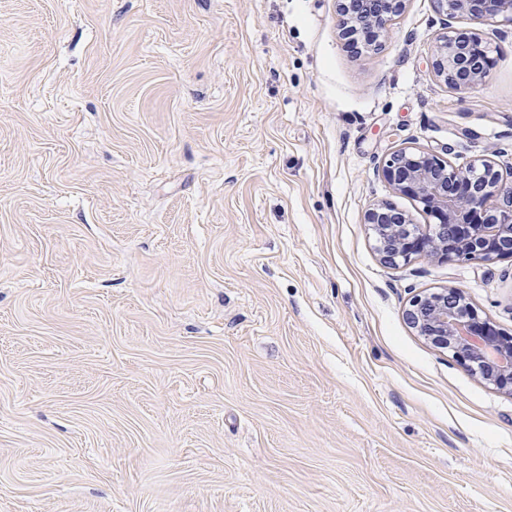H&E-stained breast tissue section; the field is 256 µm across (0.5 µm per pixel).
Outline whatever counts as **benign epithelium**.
I'll list each match as a JSON object with an SVG mask.
<instances>
[{"label": "benign epithelium", "instance_id": "1", "mask_svg": "<svg viewBox=\"0 0 512 512\" xmlns=\"http://www.w3.org/2000/svg\"><path fill=\"white\" fill-rule=\"evenodd\" d=\"M447 17L465 16L491 24H512V0H434ZM405 0H338V27L348 42L370 35L377 46L403 13ZM489 58L477 39L444 34L434 45L436 74L456 89H471L487 76ZM392 187L423 205L435 219L417 224L389 203L372 205L363 223L373 235L380 260L390 266L416 255L438 261L494 263L512 258V175L479 158L466 167L419 147L405 146L381 164ZM404 317L429 343L452 353L468 371L512 395V335L498 330L457 287L418 295Z\"/></svg>", "mask_w": 512, "mask_h": 512}]
</instances>
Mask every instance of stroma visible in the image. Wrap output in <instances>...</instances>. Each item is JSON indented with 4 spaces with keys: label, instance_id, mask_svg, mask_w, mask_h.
I'll return each mask as SVG.
<instances>
[{
    "label": "stroma",
    "instance_id": "obj_1",
    "mask_svg": "<svg viewBox=\"0 0 512 512\" xmlns=\"http://www.w3.org/2000/svg\"><path fill=\"white\" fill-rule=\"evenodd\" d=\"M492 63L457 90L438 35ZM512 162V25L407 0H0V512H512V395L409 327L512 259L382 264L404 146ZM338 27L348 42L364 40L368 46H378L394 21L403 13L405 0H338ZM370 35L367 43L365 35Z\"/></svg>",
    "mask_w": 512,
    "mask_h": 512
}]
</instances>
